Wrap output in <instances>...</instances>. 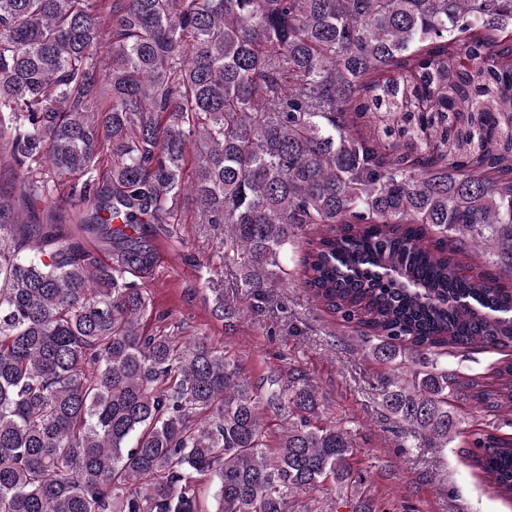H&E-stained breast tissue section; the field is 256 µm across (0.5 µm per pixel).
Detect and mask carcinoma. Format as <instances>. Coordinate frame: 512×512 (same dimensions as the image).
<instances>
[{
  "instance_id": "cac0c4a2",
  "label": "carcinoma",
  "mask_w": 512,
  "mask_h": 512,
  "mask_svg": "<svg viewBox=\"0 0 512 512\" xmlns=\"http://www.w3.org/2000/svg\"><path fill=\"white\" fill-rule=\"evenodd\" d=\"M0 164V512H377L303 371L144 333L185 199L216 320L304 288L388 367L400 447L458 440L512 499V361L437 358L512 348V0H0ZM439 359L448 368L466 377L476 378L485 383L495 381V370L503 362L512 360V350H490L474 348L469 352L444 354Z\"/></svg>"
}]
</instances>
